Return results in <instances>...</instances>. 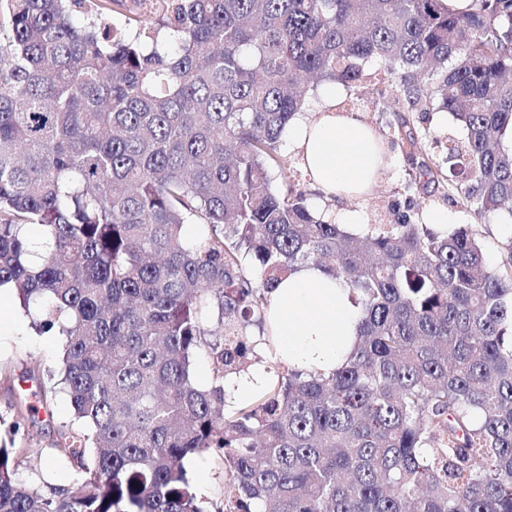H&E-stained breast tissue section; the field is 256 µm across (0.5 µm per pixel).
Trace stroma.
<instances>
[{
	"instance_id": "obj_1",
	"label": "stroma",
	"mask_w": 512,
	"mask_h": 512,
	"mask_svg": "<svg viewBox=\"0 0 512 512\" xmlns=\"http://www.w3.org/2000/svg\"><path fill=\"white\" fill-rule=\"evenodd\" d=\"M373 79L354 91L346 92V100L355 102L356 112L374 133L388 145L380 176L364 196L350 200L349 205L363 214L365 223L385 224L392 215L391 207L410 210L419 221L429 213L444 212L449 225L469 224L482 238L491 266H498L502 249L512 239V215L507 212L475 216L458 199H448L446 185L424 184L416 180L408 158V133L429 132L432 138L430 153L434 162L447 166L449 139L458 137L459 129L445 112L402 113L394 102L395 88L389 85L381 63L370 66ZM36 309H25L15 292L0 297V417L11 419L16 404L28 407L35 416L34 425L23 434L28 458L18 471V478L30 482L45 475L55 484L68 486L81 474L68 460L51 455L52 444L62 433L75 427L73 409L64 394L51 401L37 397L38 380L28 377L35 364L54 367L62 347L58 336L36 334L31 327ZM200 497L209 502L222 499L224 467L221 461L205 454L187 461Z\"/></svg>"
}]
</instances>
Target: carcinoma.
Listing matches in <instances>:
<instances>
[{
  "label": "carcinoma",
  "instance_id": "obj_1",
  "mask_svg": "<svg viewBox=\"0 0 512 512\" xmlns=\"http://www.w3.org/2000/svg\"><path fill=\"white\" fill-rule=\"evenodd\" d=\"M83 2L0 0V287L63 338L43 396L70 400L52 454L83 473L17 480L19 407L0 512H208L184 465L204 453L234 512H512V242L491 268L471 225L396 207L358 247L274 185L310 93L378 60L404 111L465 131L448 194L512 213V0H162L120 27L74 24ZM308 265L360 306L349 356L226 408Z\"/></svg>",
  "mask_w": 512,
  "mask_h": 512
}]
</instances>
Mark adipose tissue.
I'll use <instances>...</instances> for the list:
<instances>
[{
  "instance_id": "obj_1",
  "label": "adipose tissue",
  "mask_w": 512,
  "mask_h": 512,
  "mask_svg": "<svg viewBox=\"0 0 512 512\" xmlns=\"http://www.w3.org/2000/svg\"><path fill=\"white\" fill-rule=\"evenodd\" d=\"M342 85L326 89L315 118H296L286 138L303 154L315 185L327 196L366 194L382 160L376 137L356 113L340 114ZM358 309L349 289L319 268L307 266L281 281L269 295L272 334L284 358L296 367L324 373L341 364L356 331Z\"/></svg>"
}]
</instances>
